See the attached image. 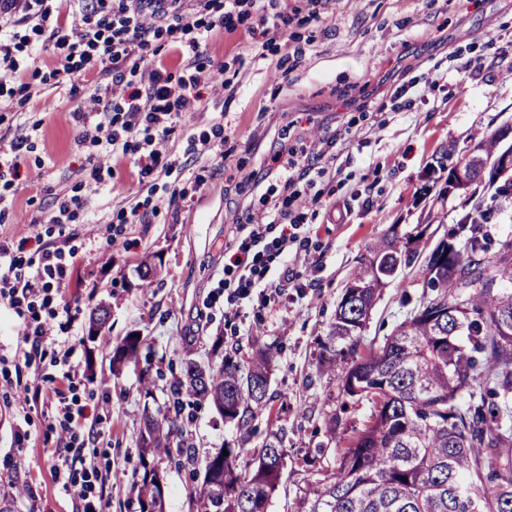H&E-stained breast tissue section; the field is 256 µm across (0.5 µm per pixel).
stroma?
<instances>
[{"mask_svg": "<svg viewBox=\"0 0 512 512\" xmlns=\"http://www.w3.org/2000/svg\"><path fill=\"white\" fill-rule=\"evenodd\" d=\"M317 41L305 59L277 86L267 62L247 53L243 35L216 31L209 53H243V90L223 133L209 88L202 107L176 128L167 147L183 163L171 176L140 180L132 158L92 175L99 145L83 134L99 117L76 122L105 85L93 73L76 94L41 83L59 59L41 53L26 105H0V151L28 140L17 175L0 178V242L23 261L38 260L40 248L58 247L65 276L50 274L53 340L41 359L25 363L18 327L0 299V485L11 489L18 512H137L127 478L139 466L144 410L167 406L186 360L217 363L212 344L250 352L280 350L271 377L270 413L253 423L250 446L285 429L286 465L269 512H296L318 480L334 472L352 427L369 413L367 403L350 407L335 443L325 435V414L342 402L341 380L350 355L317 371L320 345L353 271L390 226L412 231L430 224L437 235L462 222L467 192L432 203L448 174L432 171L434 157H454L512 124V0H333L318 23ZM414 56L417 81L410 109L381 106L391 77L405 56ZM443 62L448 77L433 82ZM363 104L360 112L353 103ZM318 139L342 131L336 172L316 185L317 201L306 202L307 218L288 250H280L279 228L254 247L258 269L289 268L294 280L280 293L251 295L239 309L226 299L238 286L230 253L245 241L236 221L248 201L240 169L257 167L283 129ZM224 140V156L195 157L202 143ZM86 200L52 223L61 201ZM149 223H141L143 213ZM152 255L153 283L139 275ZM422 268L414 266L383 288L362 333L364 343H382L404 319L403 296L422 292ZM109 304L112 343L141 339L138 357L112 374L100 341L88 336V318ZM80 411L71 432L60 428L64 407ZM184 437L198 453L236 442V429L210 405L186 420ZM74 456L92 490L81 498L54 476L56 456Z\"/></svg>", "mask_w": 512, "mask_h": 512, "instance_id": "obj_1", "label": "stroma"}]
</instances>
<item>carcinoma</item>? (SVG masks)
Wrapping results in <instances>:
<instances>
[{
    "mask_svg": "<svg viewBox=\"0 0 512 512\" xmlns=\"http://www.w3.org/2000/svg\"><path fill=\"white\" fill-rule=\"evenodd\" d=\"M479 149L484 158L495 157L503 150L501 138L495 133ZM472 210L477 216H467L446 237L489 255L490 264L465 277L446 273L427 280L418 303L383 345L360 350L362 317L374 290L347 289L337 304L317 370L330 369L338 355L353 356L340 387V413L361 401L370 413L352 428L351 446L302 499L300 512H512V334L504 335L512 331V242L489 254L483 201ZM425 250L421 233L401 236L393 226L373 253H390L409 267ZM449 305L454 314L442 319L419 313ZM123 349L130 360L138 354L137 344L123 340L113 349L114 372ZM276 356L265 346L248 356L227 352L215 366L186 362L171 390L172 406L160 417L144 413L140 467L130 479L139 512H163L158 458L190 468L192 512H268L286 432L270 433L259 448L245 444L253 421L271 409ZM219 401L240 443L224 444L228 455L221 466L207 460L200 469L196 450L178 440V420L191 403Z\"/></svg>",
    "mask_w": 512,
    "mask_h": 512,
    "instance_id": "obj_1",
    "label": "carcinoma"
}]
</instances>
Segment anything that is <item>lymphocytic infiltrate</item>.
Segmentation results:
<instances>
[{"label":"lymphocytic infiltrate","instance_id":"obj_1","mask_svg":"<svg viewBox=\"0 0 512 512\" xmlns=\"http://www.w3.org/2000/svg\"><path fill=\"white\" fill-rule=\"evenodd\" d=\"M65 0H0V99L14 98L15 85L27 74L38 52L61 57L62 68L50 76L59 86H76L89 71L110 77L103 94L91 100L104 119L95 127L102 150L98 164L110 157L129 156L140 178L169 174L176 165L166 148L169 135L199 111V86L213 90V105L221 115L241 95L242 54L228 53L215 60L205 49L216 29L241 34L255 58L274 64L279 80H287L313 43L302 31L322 21L331 0H78L64 10ZM180 50L176 69L161 60L168 49ZM339 134L319 144L280 140L263 166L245 170L241 183L250 200L239 220L249 231L230 261L239 273L236 295L229 305L252 293L284 288L287 274L269 279L257 274L250 246L259 245L262 230L280 225L281 241H289L288 227L299 224L292 204L306 200L318 179L336 159ZM20 262L0 247V298L7 300L21 330L20 339L39 351L49 325L28 314L23 304L46 290L39 276H22Z\"/></svg>","mask_w":512,"mask_h":512}]
</instances>
